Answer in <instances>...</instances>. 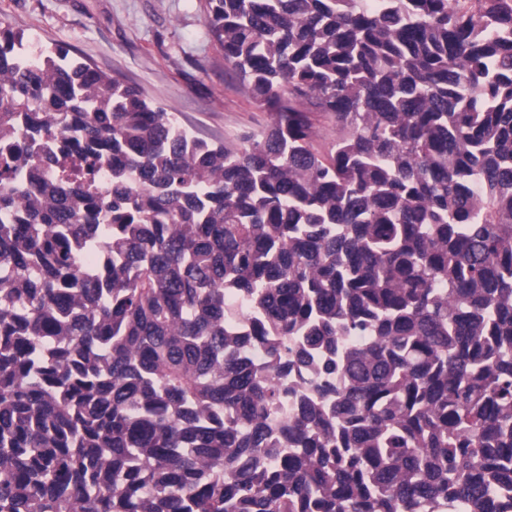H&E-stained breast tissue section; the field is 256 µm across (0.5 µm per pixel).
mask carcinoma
Returning a JSON list of instances; mask_svg holds the SVG:
<instances>
[{
	"label": "carcinoma",
	"instance_id": "1",
	"mask_svg": "<svg viewBox=\"0 0 512 512\" xmlns=\"http://www.w3.org/2000/svg\"><path fill=\"white\" fill-rule=\"evenodd\" d=\"M204 23L236 144L0 28V512H512V0Z\"/></svg>",
	"mask_w": 512,
	"mask_h": 512
}]
</instances>
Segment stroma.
<instances>
[{"label": "stroma", "instance_id": "obj_1", "mask_svg": "<svg viewBox=\"0 0 512 512\" xmlns=\"http://www.w3.org/2000/svg\"><path fill=\"white\" fill-rule=\"evenodd\" d=\"M205 0H0V26L34 50L60 46L138 88L195 136L237 143L263 106L225 69L204 25Z\"/></svg>", "mask_w": 512, "mask_h": 512}]
</instances>
